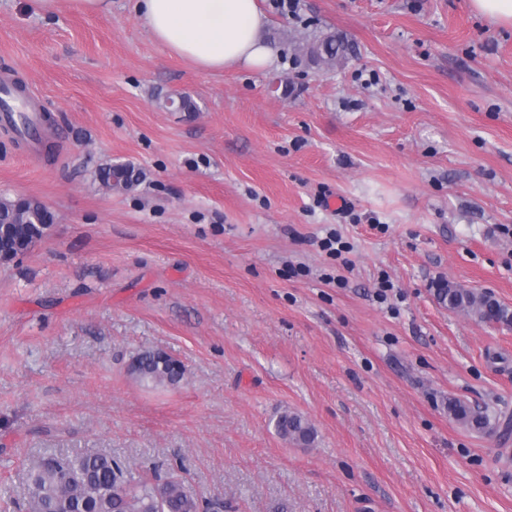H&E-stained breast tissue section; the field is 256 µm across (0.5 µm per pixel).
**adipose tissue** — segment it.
Here are the masks:
<instances>
[{
  "label": "adipose tissue",
  "instance_id": "adipose-tissue-1",
  "mask_svg": "<svg viewBox=\"0 0 512 512\" xmlns=\"http://www.w3.org/2000/svg\"><path fill=\"white\" fill-rule=\"evenodd\" d=\"M152 39L204 72L263 70L276 59L257 0H136Z\"/></svg>",
  "mask_w": 512,
  "mask_h": 512
}]
</instances>
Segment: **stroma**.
I'll use <instances>...</instances> for the list:
<instances>
[{
  "label": "stroma",
  "mask_w": 512,
  "mask_h": 512,
  "mask_svg": "<svg viewBox=\"0 0 512 512\" xmlns=\"http://www.w3.org/2000/svg\"><path fill=\"white\" fill-rule=\"evenodd\" d=\"M469 2L291 18L259 0L274 65L209 73L135 0L49 18L0 0V80L29 88L53 144L30 161L0 126V197L54 215L0 265V512H27L32 462L72 451L181 471L218 512H512V433L447 409L512 418V326L434 295L512 307V25ZM330 35L346 57L310 63ZM114 164L139 184L103 187ZM145 349L183 380H134ZM286 409L312 446L276 433ZM435 295L438 302L450 310L465 312L484 322L512 325V309L492 296L477 294L450 282L435 288ZM448 414L470 429L492 433L498 430V422L492 421L486 409L458 398L448 399Z\"/></svg>",
  "instance_id": "35a3bbf8"
}]
</instances>
